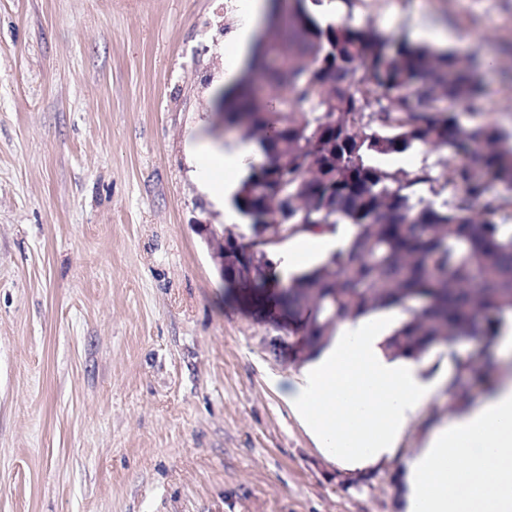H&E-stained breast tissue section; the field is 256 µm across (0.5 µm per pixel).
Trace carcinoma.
Returning <instances> with one entry per match:
<instances>
[{
  "instance_id": "1",
  "label": "carcinoma",
  "mask_w": 512,
  "mask_h": 512,
  "mask_svg": "<svg viewBox=\"0 0 512 512\" xmlns=\"http://www.w3.org/2000/svg\"><path fill=\"white\" fill-rule=\"evenodd\" d=\"M310 2L321 0H271L269 38L288 54L272 66L276 44L255 45L249 71L224 90V124L263 156L232 204L254 237L357 231L285 283L270 250L230 231L224 283L288 319L295 362L317 356L338 323L399 308L406 320L385 339L388 355L421 362L439 342L457 364L456 337L493 342L512 314V145L492 122H459V108L481 114L470 58L372 26L324 24ZM256 82L276 97L258 100ZM414 148L441 154L439 174L371 163ZM425 184L436 195L452 188L451 199H425Z\"/></svg>"
}]
</instances>
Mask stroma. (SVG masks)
I'll return each mask as SVG.
<instances>
[{"mask_svg":"<svg viewBox=\"0 0 512 512\" xmlns=\"http://www.w3.org/2000/svg\"><path fill=\"white\" fill-rule=\"evenodd\" d=\"M244 0H0V512H401L400 469L453 417L440 386L398 457L342 487L273 377L286 327L224 286L225 207L190 143L222 140ZM494 60L512 132V0H322Z\"/></svg>","mask_w":512,"mask_h":512,"instance_id":"stroma-1","label":"stroma"}]
</instances>
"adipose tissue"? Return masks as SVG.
<instances>
[{"instance_id": "1", "label": "adipose tissue", "mask_w": 512, "mask_h": 512, "mask_svg": "<svg viewBox=\"0 0 512 512\" xmlns=\"http://www.w3.org/2000/svg\"><path fill=\"white\" fill-rule=\"evenodd\" d=\"M198 154L213 171L205 179L213 196L232 197L251 148L206 146ZM342 247V232L302 233L274 248L272 258L287 273ZM393 329L365 316L340 323L330 345L284 391L316 446L348 472L394 457L436 387L414 360L385 354ZM401 483L402 512H512V381L435 428L405 460Z\"/></svg>"}]
</instances>
